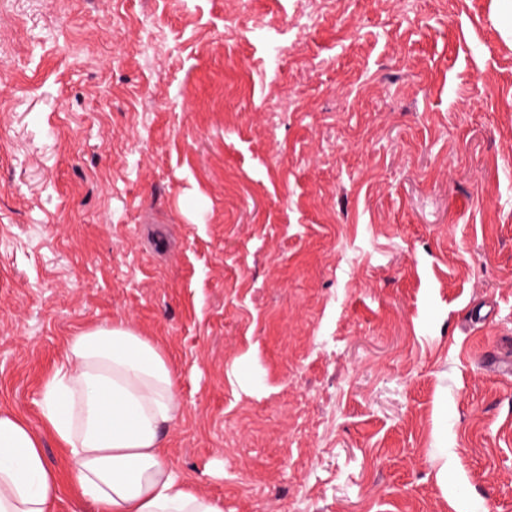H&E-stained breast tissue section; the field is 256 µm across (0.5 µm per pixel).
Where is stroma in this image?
Segmentation results:
<instances>
[{
  "instance_id": "obj_1",
  "label": "stroma",
  "mask_w": 512,
  "mask_h": 512,
  "mask_svg": "<svg viewBox=\"0 0 512 512\" xmlns=\"http://www.w3.org/2000/svg\"><path fill=\"white\" fill-rule=\"evenodd\" d=\"M119 320L224 512H512V0H0V410L59 472Z\"/></svg>"
}]
</instances>
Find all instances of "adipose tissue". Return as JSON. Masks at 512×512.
<instances>
[{"label":"adipose tissue","mask_w":512,"mask_h":512,"mask_svg":"<svg viewBox=\"0 0 512 512\" xmlns=\"http://www.w3.org/2000/svg\"><path fill=\"white\" fill-rule=\"evenodd\" d=\"M42 395L69 480L61 482L27 423L1 411L0 512H53L67 483L96 512H224L167 460L164 437L183 409L177 374L164 351L126 322L72 336Z\"/></svg>","instance_id":"obj_1"}]
</instances>
